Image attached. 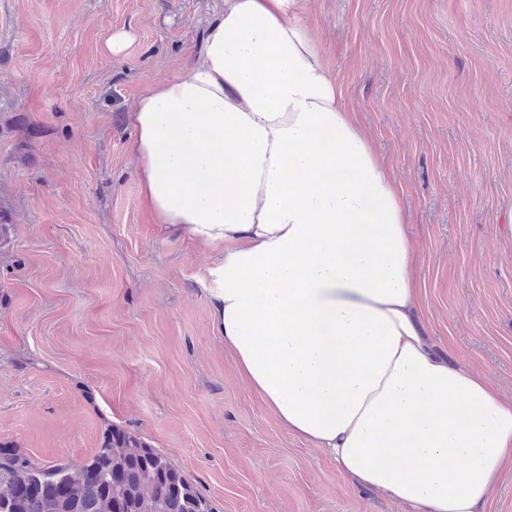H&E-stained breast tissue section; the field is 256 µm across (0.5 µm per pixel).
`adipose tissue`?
<instances>
[{"label":"adipose tissue","mask_w":512,"mask_h":512,"mask_svg":"<svg viewBox=\"0 0 512 512\" xmlns=\"http://www.w3.org/2000/svg\"><path fill=\"white\" fill-rule=\"evenodd\" d=\"M129 120L154 223L218 251L224 346L285 430L414 512H484L512 401L428 344L402 198L304 0H224Z\"/></svg>","instance_id":"ef3b65f1"}]
</instances>
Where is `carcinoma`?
<instances>
[{"mask_svg": "<svg viewBox=\"0 0 512 512\" xmlns=\"http://www.w3.org/2000/svg\"><path fill=\"white\" fill-rule=\"evenodd\" d=\"M0 512H215L168 456L105 423L79 464L39 465L0 446Z\"/></svg>", "mask_w": 512, "mask_h": 512, "instance_id": "1", "label": "carcinoma"}]
</instances>
